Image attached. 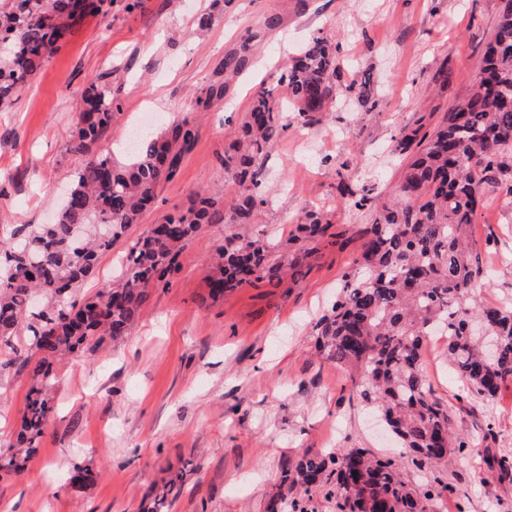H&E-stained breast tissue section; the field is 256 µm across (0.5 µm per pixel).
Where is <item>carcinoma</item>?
I'll return each instance as SVG.
<instances>
[{
	"label": "carcinoma",
	"instance_id": "1",
	"mask_svg": "<svg viewBox=\"0 0 512 512\" xmlns=\"http://www.w3.org/2000/svg\"><path fill=\"white\" fill-rule=\"evenodd\" d=\"M105 0H0V105L10 104L84 17L103 11ZM224 13L213 0L194 34L207 31ZM251 56L246 41L224 60L225 82L195 98L210 107L224 97L226 82ZM338 43L319 32L291 59L278 86H260L224 149V191L197 192L186 208L171 213L129 245L115 279L79 302L73 295L93 272L99 256L140 222L163 182L180 173L198 131L186 118L168 121L155 137H143L131 159L117 166L94 151L120 111L118 99L94 84L81 91L74 152L83 156L68 196L52 224H23L0 237V370L19 366L30 384L14 442L0 452V478L25 471L53 410V364L88 357L111 339L128 335L149 305L152 290L168 284L179 258L206 225L255 224L268 199L259 192L263 167L279 136L293 124L320 122L336 101L343 68ZM357 101L375 106L368 76L351 81ZM393 151L407 158L395 198L376 210L361 233L354 269L330 311L316 324L324 359L348 377L352 394L378 410L403 452L378 457L366 448L307 452L285 465L279 492L267 509L285 504V493L327 488L340 512H435L440 489L403 476L404 461L420 468L440 465L470 447L453 434L448 405L434 393L422 363L430 329L448 336V362L465 394L493 399L512 382V300L480 303L488 270L472 241V226L485 202L501 190L512 204V0L500 14L470 93L430 131L402 132ZM341 202L373 207L368 191L357 192L338 172ZM323 215L308 211L289 239L272 233L224 237L209 274V297L245 286L278 285L302 274L307 243L330 238ZM354 463L357 474L345 470ZM98 473L74 469L71 481L85 487ZM187 466L150 490L147 512H168L179 497Z\"/></svg>",
	"mask_w": 512,
	"mask_h": 512
}]
</instances>
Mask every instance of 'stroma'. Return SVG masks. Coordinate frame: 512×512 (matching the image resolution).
I'll list each match as a JSON object with an SVG mask.
<instances>
[{
  "mask_svg": "<svg viewBox=\"0 0 512 512\" xmlns=\"http://www.w3.org/2000/svg\"><path fill=\"white\" fill-rule=\"evenodd\" d=\"M107 0L86 16L22 89L0 106V236L21 224L52 223L61 193L82 163L72 152L79 92L117 90L121 112L96 150L128 162L125 138L139 113L188 118L198 139L178 177L112 250L78 292L94 296L114 275L128 245L202 188L224 184L220 159L259 85H275L288 57L316 33L341 46L345 74L370 75L377 107L365 111L342 92L318 124L289 128L265 161L269 203L243 236L277 231L288 238L306 211L326 212L348 243L316 244L298 279L278 288H239L207 298V269L230 229L204 227L183 252L168 286L123 340L105 342L87 361L63 360L54 372L56 411L25 472L0 480V512H142L168 468L195 466L170 512H265L282 467L304 452L368 448L395 456L397 443L352 397L345 374L318 353L314 325L336 300L371 210L340 203L338 170L375 202L389 201L401 168L391 156L405 128L432 130L469 92L504 0H229L205 37L193 35L210 0ZM263 49L227 95L196 107L202 89L223 81L225 57L249 35ZM447 67L446 86L432 76ZM472 235L492 276L485 302L512 298V208L490 201ZM446 339L428 337L423 363L453 428L477 453L449 455L430 473L407 477L447 493L437 512H512V383L489 402L460 391L444 361ZM25 372L0 373V449L19 423ZM98 474L86 488L72 467Z\"/></svg>",
  "mask_w": 512,
  "mask_h": 512,
  "instance_id": "stroma-1",
  "label": "stroma"
}]
</instances>
